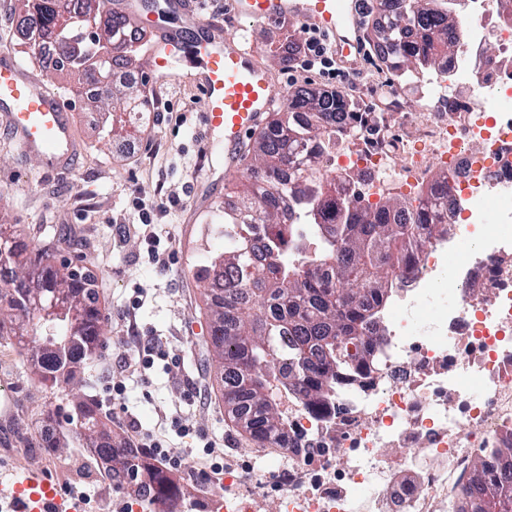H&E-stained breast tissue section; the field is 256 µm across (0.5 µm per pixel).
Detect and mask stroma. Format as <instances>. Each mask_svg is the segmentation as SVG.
Instances as JSON below:
<instances>
[{"mask_svg":"<svg viewBox=\"0 0 512 512\" xmlns=\"http://www.w3.org/2000/svg\"><path fill=\"white\" fill-rule=\"evenodd\" d=\"M20 10L19 0H0V49H9L64 97L83 153L72 172L46 175L0 136V221L13 225L16 243L28 251L59 233L74 239V246L55 249L51 263L66 261L92 275L102 330L95 359L76 365L73 379L54 390L35 374L31 348L0 336V397L13 401L0 410V465L19 456L24 464L13 482L35 475L74 497L99 495L124 502V494L100 487L98 476L79 475V467L89 461L85 449L52 448L45 440L47 431L66 428L76 406L93 399L102 439L119 442L138 425L181 448L182 467L174 477L188 498L224 491L223 474H214L207 483L196 480L197 472L210 464L203 447L211 440L225 457L254 462L264 482L260 512H277L276 466L225 416L220 374L208 359V299L194 271L205 257L224 250L215 225L234 199L238 175L224 169L223 134L204 137L203 96L191 66L184 63L160 75L142 64L139 74L147 79L151 122L136 134L133 152L124 153L104 136L101 124L89 120L84 78L45 68L33 45L19 40L13 26ZM238 31L227 29L231 35ZM239 32L271 73L275 95L304 84L318 87L317 76L303 71L299 61L285 67L277 57L288 44L304 43L307 34L299 25H248ZM152 239L172 256L165 272H157L148 259ZM134 331L158 337L165 353L144 369L143 383L124 372L128 366L141 367L130 338ZM107 368L113 379L124 380L127 390L122 399L103 407L99 401ZM51 404L58 412L47 421L43 412ZM175 414L184 433L170 426Z\"/></svg>","mask_w":512,"mask_h":512,"instance_id":"obj_1","label":"stroma"}]
</instances>
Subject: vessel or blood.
Returning <instances> with one entry per match:
<instances>
[{
  "instance_id": "vessel-or-blood-1",
  "label": "vessel or blood",
  "mask_w": 512,
  "mask_h": 512,
  "mask_svg": "<svg viewBox=\"0 0 512 512\" xmlns=\"http://www.w3.org/2000/svg\"><path fill=\"white\" fill-rule=\"evenodd\" d=\"M364 0H226L231 23L256 26L286 20L328 37L339 63L356 65L366 47L362 39ZM185 30L196 36L202 62V90L208 131L224 134V161L238 167L247 135L262 126L278 102L269 71L239 42L224 38L221 26L199 12L198 0H175ZM183 38L169 32L153 36L146 51L154 71L182 58ZM0 133L47 173L72 171L81 152L71 114L56 91L24 69L9 50L0 51ZM61 494L46 480L28 479L15 491L14 512H58Z\"/></svg>"
}]
</instances>
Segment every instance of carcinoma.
<instances>
[{
	"mask_svg": "<svg viewBox=\"0 0 512 512\" xmlns=\"http://www.w3.org/2000/svg\"><path fill=\"white\" fill-rule=\"evenodd\" d=\"M21 22L55 47L56 69L66 73L113 71L119 60L127 69L140 60L141 45L126 38L129 17L103 15L104 0L73 12L69 0H21ZM398 15L385 12L376 22L375 43L393 72L426 74L442 67L462 44V21L449 0H403ZM145 82L117 80L113 97L125 118L112 125V137L129 134L125 124L142 130L134 113L151 112ZM355 109L338 94L308 85L288 92V107L253 144V164L239 182L234 207L224 212V252L199 266L196 278L211 296L209 351L221 370L224 412L263 448L288 443V412L293 399L324 411L336 404L339 373L379 369L374 310L393 287L413 247L431 234L425 225L398 222L409 209L401 199L377 206L357 194H338L318 163L308 159L309 145L325 138L339 116ZM315 193L302 203L311 238L296 245L292 226L269 202L299 198L296 183ZM12 225L0 224V275L11 285L0 329L17 344L43 345L36 372L55 388L72 376V365L96 356L99 313L95 293L69 264H43L51 253L24 256L12 237ZM265 258L253 261L258 244ZM34 288L49 300L64 295L67 314L51 326L41 324L26 304ZM63 435L103 463L116 491L130 490L147 499V512H183L182 486L145 454H130L99 439L101 422L89 408L70 415ZM451 512H512V461L488 453L473 474L459 484Z\"/></svg>",
	"mask_w": 512,
	"mask_h": 512,
	"instance_id": "cac0c4a2",
	"label": "carcinoma"
}]
</instances>
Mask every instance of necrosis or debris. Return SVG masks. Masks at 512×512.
<instances>
[{"label":"necrosis or debris","mask_w":512,"mask_h":512,"mask_svg":"<svg viewBox=\"0 0 512 512\" xmlns=\"http://www.w3.org/2000/svg\"><path fill=\"white\" fill-rule=\"evenodd\" d=\"M459 10L450 66L341 116L323 152L337 185L436 227L375 311L381 370L340 378L324 412L288 402L280 512H449L483 450L512 455V16ZM235 480L213 512H259L254 469Z\"/></svg>","instance_id":"obj_1"}]
</instances>
